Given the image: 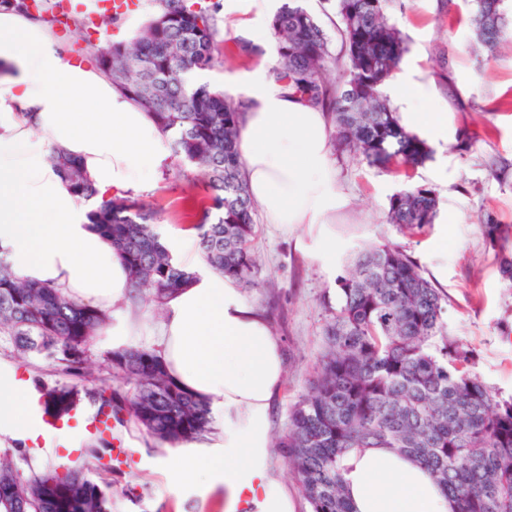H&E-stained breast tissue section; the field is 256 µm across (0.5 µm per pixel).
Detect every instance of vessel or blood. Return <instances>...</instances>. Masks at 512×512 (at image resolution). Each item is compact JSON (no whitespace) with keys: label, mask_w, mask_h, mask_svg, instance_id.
<instances>
[{"label":"vessel or blood","mask_w":512,"mask_h":512,"mask_svg":"<svg viewBox=\"0 0 512 512\" xmlns=\"http://www.w3.org/2000/svg\"><path fill=\"white\" fill-rule=\"evenodd\" d=\"M44 396H31L29 412L37 419L41 429L32 439L35 448L54 449L56 457L71 461L79 457L80 450L75 442L80 438L97 439L112 431V411L110 408H91L71 405L67 412L51 415L45 411Z\"/></svg>","instance_id":"vessel-or-blood-1"}]
</instances>
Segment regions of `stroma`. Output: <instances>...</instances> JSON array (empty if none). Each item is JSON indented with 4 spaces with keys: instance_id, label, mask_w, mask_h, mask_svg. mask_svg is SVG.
<instances>
[{
    "instance_id": "35a3bbf8",
    "label": "stroma",
    "mask_w": 512,
    "mask_h": 512,
    "mask_svg": "<svg viewBox=\"0 0 512 512\" xmlns=\"http://www.w3.org/2000/svg\"><path fill=\"white\" fill-rule=\"evenodd\" d=\"M472 0H390L387 14L406 46L401 64L413 80L431 93L429 111L444 112L452 130L449 141L432 144L424 164L409 173L382 170L361 158L332 152L336 188L345 204L337 210L336 265L299 252L295 237L255 215L252 248L259 257V287L243 289L246 302L268 317L285 344L287 377L272 411V435L288 426L291 407L308 391L321 350L328 310L337 301L336 279L344 275L353 255L369 244L392 243L409 254L425 277L436 283L444 302L449 337L470 351L471 370L496 398H512V280L500 271L499 246L485 234L484 220L493 217L512 232V23L494 56L473 52L475 36L466 21ZM237 12L223 10L219 30L230 57L216 73L252 71L257 58L237 56L236 43L248 39L237 27ZM422 185L438 195L439 216L454 217L448 228L435 225L423 233L386 223L385 211L395 193ZM197 176L175 177L166 165L144 200L157 204L156 230H179L185 198L202 196ZM448 235L447 257L429 255V241ZM102 336L88 346L91 379L72 375L56 359L21 353L0 335V368L11 365L29 376L44 394L69 392L77 400L92 399L98 379H111ZM116 437L138 448L136 470L106 471L89 454L77 466L112 498V512H226V489L208 492L177 480L172 467L175 448L158 445L130 415H122ZM0 457L10 460L20 477L47 474L58 461L0 436Z\"/></svg>"
}]
</instances>
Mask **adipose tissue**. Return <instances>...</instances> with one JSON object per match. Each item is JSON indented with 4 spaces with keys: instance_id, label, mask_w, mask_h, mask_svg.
I'll list each match as a JSON object with an SVG mask.
<instances>
[{
    "instance_id": "ef3b65f1",
    "label": "adipose tissue",
    "mask_w": 512,
    "mask_h": 512,
    "mask_svg": "<svg viewBox=\"0 0 512 512\" xmlns=\"http://www.w3.org/2000/svg\"><path fill=\"white\" fill-rule=\"evenodd\" d=\"M0 62L15 71L0 79V246L10 252L14 276L111 311L112 349L156 352L180 387L208 403L221 440L208 450L181 449V480L224 485L235 506L258 480L259 512H295L288 493L265 475L269 416L285 375L282 342L267 317L234 281L202 266L196 234L185 229L168 235L166 246L197 277L173 294L160 323L145 330L123 309L132 292L125 265L90 228L88 204L49 161L63 151L100 192L141 193L169 159V134L91 60L70 59L52 29L25 14L0 10ZM272 66L267 59L244 78L192 72L188 79L247 99L238 148L253 203L280 231L304 228L313 253L330 264L336 259L332 218L342 205L330 117L275 82ZM383 90L405 104L406 126L429 141L447 140V113L422 107L426 86L397 71ZM33 391L32 382L0 374V434L23 442L36 431L25 411ZM344 465L354 512H451L423 468L391 449L352 452Z\"/></svg>"
}]
</instances>
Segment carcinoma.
Listing matches in <instances>:
<instances>
[{
    "mask_svg": "<svg viewBox=\"0 0 512 512\" xmlns=\"http://www.w3.org/2000/svg\"><path fill=\"white\" fill-rule=\"evenodd\" d=\"M387 0H336L345 56L298 0L272 18L276 80L329 112L333 146L369 165L416 167L427 145L408 132L381 88L406 51L386 14ZM476 41L489 49L509 20L505 0H474ZM219 0H155L137 38L95 48L102 73L170 131L178 175H202L206 195L192 201L205 265L245 287L256 284L252 250L255 205L242 175L238 133L244 104L209 84L186 85L191 68L224 63L218 44ZM342 63L344 83L329 63ZM52 164L73 193L93 202L92 230L110 241L135 287L161 307L195 273L172 258L154 230L159 212L131 196H102L78 161L57 151ZM433 189L408 187L390 198L386 222L400 229L434 223ZM338 301L308 392L290 410L278 443L311 512H353L344 493L345 455L392 448L419 462L454 504L453 512H512V400H495L469 369L468 352L448 339L443 297L394 244L358 251L336 281ZM109 320L105 310L69 301L56 288L15 280L0 248V334L27 353L56 358L79 373L88 344ZM116 385L97 400L130 414L162 445L176 446L212 429L208 405L174 383L157 355L110 351ZM0 512H109V494L81 468L23 479L0 459Z\"/></svg>",
    "mask_w": 512,
    "mask_h": 512,
    "instance_id": "obj_1",
    "label": "carcinoma"
}]
</instances>
